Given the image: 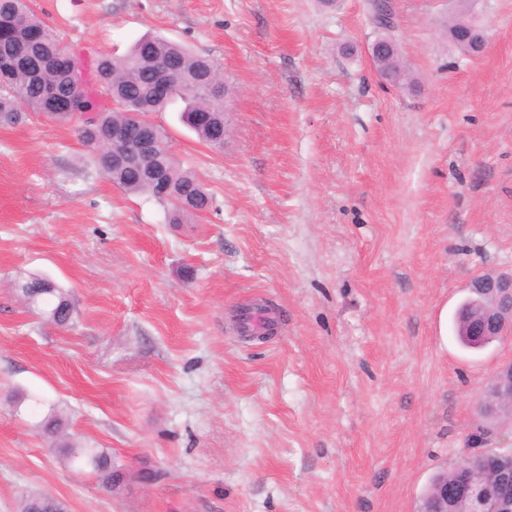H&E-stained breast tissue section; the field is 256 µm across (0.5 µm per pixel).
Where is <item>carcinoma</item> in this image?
<instances>
[{"label":"carcinoma","instance_id":"obj_1","mask_svg":"<svg viewBox=\"0 0 512 512\" xmlns=\"http://www.w3.org/2000/svg\"><path fill=\"white\" fill-rule=\"evenodd\" d=\"M18 19L42 31L35 45L21 40L14 31ZM0 123L17 125L29 112L49 111L46 89L75 94L81 108L92 115L75 124L80 142L93 154L99 169L114 185L129 194L147 195L159 203L170 224H185L210 210L212 199L192 167L184 165L168 149L164 133L155 129L162 144L157 164L141 167L126 161V137H117L121 128L133 137L139 134L132 114L160 112L181 101L183 121L198 140L213 150L224 147L223 77L213 60L184 44L163 36L138 40L130 52L115 57L100 54L88 60L64 45L58 32L45 24L31 8L29 0H0ZM171 84V95L156 100L152 88L156 80ZM196 112H207L211 120L193 123ZM18 296L34 314L67 327L75 321V304L69 292L51 280L30 275L15 284ZM42 434L52 445H61L69 466L77 473L94 476L108 491L121 486L126 471L112 462L104 448L71 446L61 442L63 419L50 414L40 422ZM60 502L45 494L23 498L20 512H60Z\"/></svg>","mask_w":512,"mask_h":512}]
</instances>
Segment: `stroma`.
<instances>
[{
  "mask_svg": "<svg viewBox=\"0 0 512 512\" xmlns=\"http://www.w3.org/2000/svg\"><path fill=\"white\" fill-rule=\"evenodd\" d=\"M86 56L146 34L221 68L223 151L153 113L211 210L170 224L71 126L0 125V512H418L469 449L512 336L444 338L471 280L512 269V0H395L411 80L375 74L367 0H34ZM481 26L462 53L448 22ZM68 289L72 328L13 282ZM131 473L103 489L40 434ZM449 38L457 46L464 47L471 55L482 52L486 44L484 33L479 26L457 31ZM61 510L60 502L45 494H30L23 498L20 512H58Z\"/></svg>",
  "mask_w": 512,
  "mask_h": 512,
  "instance_id": "obj_1",
  "label": "stroma"
}]
</instances>
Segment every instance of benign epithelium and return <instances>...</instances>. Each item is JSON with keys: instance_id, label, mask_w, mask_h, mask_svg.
I'll list each match as a JSON object with an SVG mask.
<instances>
[{"instance_id": "1", "label": "benign epithelium", "mask_w": 512, "mask_h": 512, "mask_svg": "<svg viewBox=\"0 0 512 512\" xmlns=\"http://www.w3.org/2000/svg\"><path fill=\"white\" fill-rule=\"evenodd\" d=\"M376 27H394L392 0H370ZM450 40L473 55L484 50L482 29L473 26L451 35ZM393 44L383 37L369 48L378 75L391 80L384 64L393 57ZM54 115L79 117L75 99L50 91ZM466 335L482 348L512 331V272L485 273L474 278L468 288L463 311ZM478 412L485 420L483 430L491 439L503 436V426L512 435V360L503 363L484 390ZM433 493L427 507L419 512H512V448L500 446L467 452L453 465V474L441 471L437 485H427Z\"/></svg>"}]
</instances>
